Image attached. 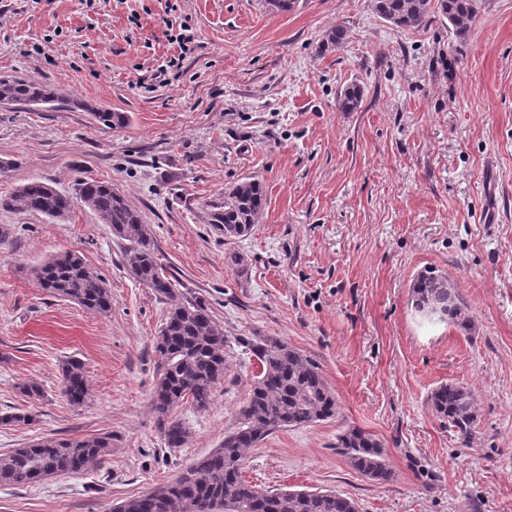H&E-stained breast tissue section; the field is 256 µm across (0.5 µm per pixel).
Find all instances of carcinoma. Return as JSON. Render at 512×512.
Listing matches in <instances>:
<instances>
[{
  "label": "carcinoma",
  "mask_w": 512,
  "mask_h": 512,
  "mask_svg": "<svg viewBox=\"0 0 512 512\" xmlns=\"http://www.w3.org/2000/svg\"><path fill=\"white\" fill-rule=\"evenodd\" d=\"M441 14L456 33L463 35L474 21L473 0H437ZM375 11L399 29L418 27L430 13L431 0H374ZM362 87L351 83L336 99L340 112H355L361 105ZM0 102L23 105H82L77 99H61L57 92L34 79H0ZM99 122L121 127L128 122L123 112H97ZM82 204L108 224L126 242L129 273L155 294L165 298L167 311L155 338L157 380L151 405L168 448H183L190 433L183 422L170 418L171 410L184 401L199 411L209 408L215 387L224 380L226 338L208 308L179 291L159 261L157 249L139 210L107 181L82 177L73 192H61L39 179L0 195V209L37 213L50 221L69 216ZM266 205L261 183L247 179L230 186L208 204V223L224 225V238L247 236ZM39 288L87 309L106 314L112 309V293L105 280L74 253L47 259L35 269ZM456 312L447 316L460 331L470 330V320L456 294L448 291V278L428 269L411 285L413 307L427 309L448 305ZM256 361L251 389L240 409L236 427L224 442L189 466L178 479L149 494L127 499L113 512H359L358 504L334 491L265 490L242 476L246 451L284 428H300L336 416V396L326 385L318 364L288 341L274 336L243 340ZM63 394L72 405L88 396L84 365L78 360L62 368ZM432 410L465 441L475 432L476 417L471 391L457 383H445L430 396ZM110 437L46 439L0 454V483L32 485L58 475H77L100 462ZM338 448L352 466L369 480L384 485L391 480L381 444L369 433L351 429L338 437Z\"/></svg>",
  "instance_id": "carcinoma-1"
}]
</instances>
